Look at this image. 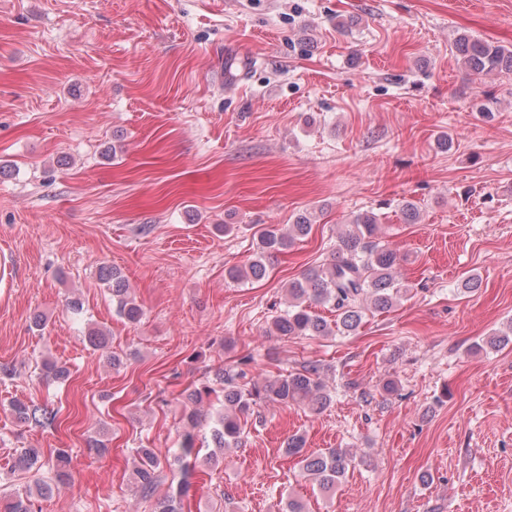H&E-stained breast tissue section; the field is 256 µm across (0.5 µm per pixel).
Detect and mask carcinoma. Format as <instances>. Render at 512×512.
Segmentation results:
<instances>
[{"label":"carcinoma","instance_id":"cac0c4a2","mask_svg":"<svg viewBox=\"0 0 512 512\" xmlns=\"http://www.w3.org/2000/svg\"><path fill=\"white\" fill-rule=\"evenodd\" d=\"M458 61L473 75L495 72H512V48L495 45L466 33L454 40ZM402 221L406 224L419 222L417 204L405 200L399 206ZM311 230L307 216H299L282 231L272 225L258 235L259 256L247 267H232L228 276L233 281L265 278L266 258L282 253L296 240ZM400 256L389 244L379 238L377 215L369 210L352 215L345 231L338 237L336 250L323 263L306 270L301 277L288 283V308L267 321V336H349L356 333L363 323L366 312L386 313L400 303L409 292V285L398 278ZM100 279L107 284L112 295V305L118 316L130 324H137L143 317L142 307L131 297L128 281L121 270L103 267ZM329 306L336 312L334 322L321 316L317 307ZM90 346L109 353L112 368L127 363L128 357L108 351L109 338L99 331L88 336ZM252 359L244 357L227 368L219 367L214 377L190 387L182 393L184 427L179 447L163 455L156 448H134L135 466L133 479L142 502L151 512H183V489L172 495L155 497L166 467L178 466L189 474L192 461L197 459L196 429L202 423L199 406L211 396H221L222 411L217 413L212 429V441L217 448H228L242 442L245 434V417L261 403L303 405L320 411L331 402L323 381V367L315 361L304 362L299 369L272 380L258 382L250 377ZM43 377L47 381H59L69 375L68 369L55 362L43 364ZM10 409L17 421L34 428H50L55 425L57 413L44 405L14 399ZM306 439L292 435L284 448L288 456L299 458L302 475L315 482L319 489L330 492L345 476L354 461L353 454L343 448H327L318 453L304 451ZM71 455L66 449L57 451L54 461L41 459L37 448H21L13 468L38 472L46 467L53 471L54 479L37 478L22 488H13L4 496V512H41L38 502L53 494L55 484H63L70 477Z\"/></svg>","mask_w":512,"mask_h":512}]
</instances>
